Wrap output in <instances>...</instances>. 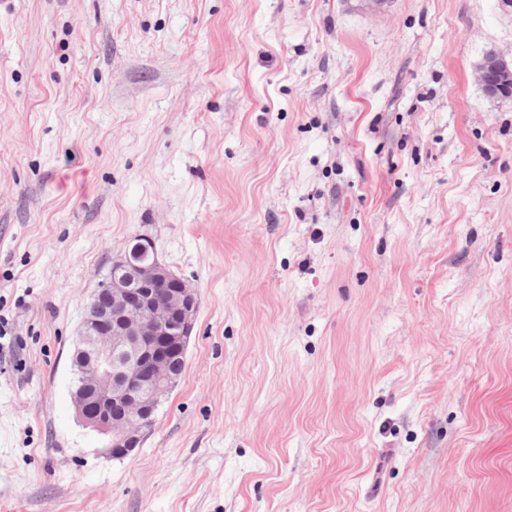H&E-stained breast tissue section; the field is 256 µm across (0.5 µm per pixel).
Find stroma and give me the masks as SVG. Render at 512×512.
Masks as SVG:
<instances>
[{
    "mask_svg": "<svg viewBox=\"0 0 512 512\" xmlns=\"http://www.w3.org/2000/svg\"><path fill=\"white\" fill-rule=\"evenodd\" d=\"M500 0H0V512H512ZM150 237L198 294L115 459L73 336ZM476 80L488 97L511 101L512 65L504 58L493 54L487 56L476 69Z\"/></svg>",
    "mask_w": 512,
    "mask_h": 512,
    "instance_id": "stroma-1",
    "label": "stroma"
}]
</instances>
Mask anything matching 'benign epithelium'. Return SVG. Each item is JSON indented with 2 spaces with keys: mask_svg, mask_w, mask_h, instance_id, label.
I'll use <instances>...</instances> for the list:
<instances>
[{
  "mask_svg": "<svg viewBox=\"0 0 512 512\" xmlns=\"http://www.w3.org/2000/svg\"><path fill=\"white\" fill-rule=\"evenodd\" d=\"M476 80L492 99H512V65L489 55ZM198 295L140 237L112 260L74 337L72 403L77 419L105 438L108 454L139 447L152 410L172 387L171 364L185 362Z\"/></svg>",
  "mask_w": 512,
  "mask_h": 512,
  "instance_id": "obj_1",
  "label": "benign epithelium"
}]
</instances>
